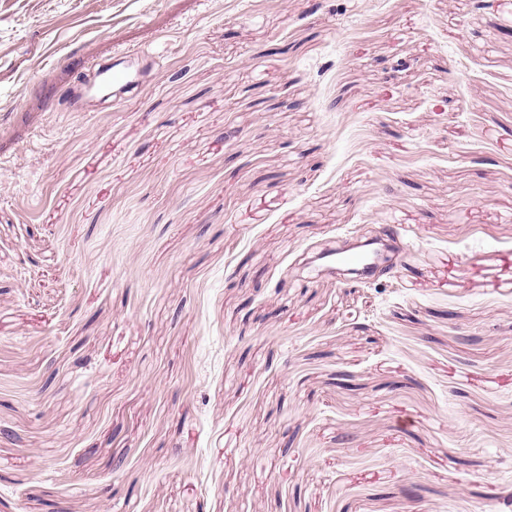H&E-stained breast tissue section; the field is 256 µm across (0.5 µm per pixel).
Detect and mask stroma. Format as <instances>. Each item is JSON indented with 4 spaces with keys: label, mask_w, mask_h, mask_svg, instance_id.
Returning a JSON list of instances; mask_svg holds the SVG:
<instances>
[{
    "label": "stroma",
    "mask_w": 512,
    "mask_h": 512,
    "mask_svg": "<svg viewBox=\"0 0 512 512\" xmlns=\"http://www.w3.org/2000/svg\"><path fill=\"white\" fill-rule=\"evenodd\" d=\"M506 491L512 0H0V512ZM122 63L110 65L105 68H98L100 82L104 85L112 86V83L131 89L135 83V77L126 67H119Z\"/></svg>",
    "instance_id": "35a3bbf8"
}]
</instances>
